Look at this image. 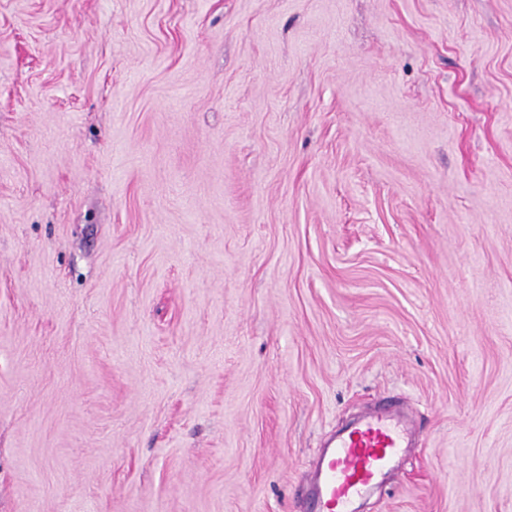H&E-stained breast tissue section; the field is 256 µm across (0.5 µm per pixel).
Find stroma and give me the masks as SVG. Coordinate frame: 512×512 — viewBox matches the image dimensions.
Returning <instances> with one entry per match:
<instances>
[{
  "instance_id": "obj_1",
  "label": "stroma",
  "mask_w": 512,
  "mask_h": 512,
  "mask_svg": "<svg viewBox=\"0 0 512 512\" xmlns=\"http://www.w3.org/2000/svg\"><path fill=\"white\" fill-rule=\"evenodd\" d=\"M512 512V0H0V512ZM406 420L384 410L363 416L314 457L308 483L317 512H357L356 502L407 448Z\"/></svg>"
}]
</instances>
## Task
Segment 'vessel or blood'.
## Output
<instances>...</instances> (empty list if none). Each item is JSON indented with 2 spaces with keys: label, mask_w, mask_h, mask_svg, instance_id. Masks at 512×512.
<instances>
[{
  "label": "vessel or blood",
  "mask_w": 512,
  "mask_h": 512,
  "mask_svg": "<svg viewBox=\"0 0 512 512\" xmlns=\"http://www.w3.org/2000/svg\"><path fill=\"white\" fill-rule=\"evenodd\" d=\"M406 446L404 417L388 410L363 416L310 462L316 512H357L356 502L398 462Z\"/></svg>",
  "instance_id": "b4317fda"
}]
</instances>
